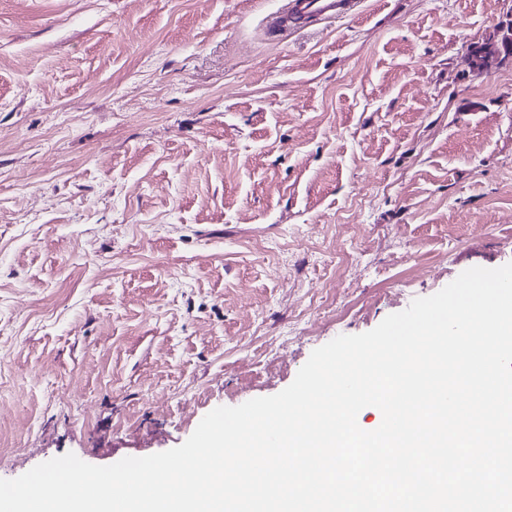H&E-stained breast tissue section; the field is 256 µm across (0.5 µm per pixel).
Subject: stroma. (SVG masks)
<instances>
[{"label": "stroma", "instance_id": "obj_1", "mask_svg": "<svg viewBox=\"0 0 512 512\" xmlns=\"http://www.w3.org/2000/svg\"><path fill=\"white\" fill-rule=\"evenodd\" d=\"M0 0V479L175 448L512 262V0ZM283 13L278 17L282 26H298L313 19L343 18L355 14L359 0H285ZM471 52L475 61L477 62H482L485 56L487 55H492L499 52L510 53V55L512 56V42L507 43L506 41L503 40L494 41L492 38H489L485 42L475 43V45L471 46ZM510 55L504 60L501 55H495L494 57L490 58V60H488L487 63L482 68L472 67L470 58L468 56V49L466 51L465 58L467 64L473 70H477L479 73H488L490 68L492 67V63L500 65L505 61H511L512 57Z\"/></svg>", "mask_w": 512, "mask_h": 512}]
</instances>
